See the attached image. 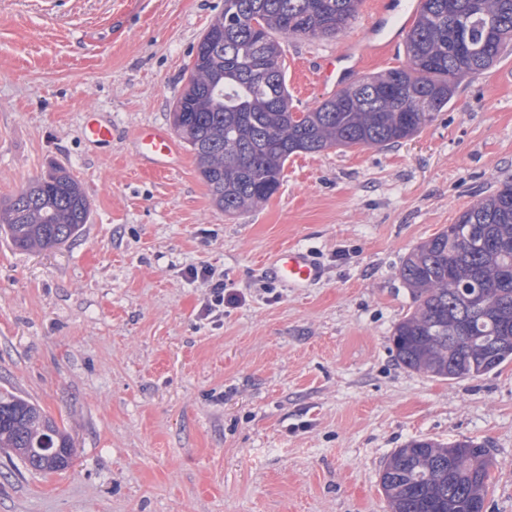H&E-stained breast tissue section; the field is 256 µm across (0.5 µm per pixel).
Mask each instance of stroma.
Returning <instances> with one entry per match:
<instances>
[{
  "instance_id": "obj_1",
  "label": "stroma",
  "mask_w": 512,
  "mask_h": 512,
  "mask_svg": "<svg viewBox=\"0 0 512 512\" xmlns=\"http://www.w3.org/2000/svg\"><path fill=\"white\" fill-rule=\"evenodd\" d=\"M406 0H361L327 39H283L296 110L333 95L318 63L390 37ZM224 0H0V202L51 164L90 204L73 240L22 251L0 233V391L72 437L66 470L0 452V512H389L386 459L414 439L487 443V512H512V362L475 380L400 365L405 257L512 180V46L463 79L412 139L298 153L267 205L224 214L183 150L135 155L171 127L199 39ZM112 123L105 144L80 136ZM309 249L292 289L274 251ZM221 273L236 302L203 319ZM115 129L111 123L102 122L89 116L82 129L83 137L90 143H102L112 140ZM136 140L137 152L146 161L166 163L180 155L178 140L163 127H143L138 131ZM276 278L289 288H307L321 275L309 250L288 247L277 250L270 259ZM190 281L201 279L209 284L210 297L204 302L202 312L205 317L224 314V279L220 274L209 267H202L200 270L191 268L187 271Z\"/></svg>"
}]
</instances>
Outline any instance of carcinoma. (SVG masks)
I'll return each mask as SVG.
<instances>
[{
    "mask_svg": "<svg viewBox=\"0 0 512 512\" xmlns=\"http://www.w3.org/2000/svg\"><path fill=\"white\" fill-rule=\"evenodd\" d=\"M359 0H224L208 26L224 45L201 43L174 113L216 206L228 214L266 204L288 158L334 146L384 147L414 135L448 106L459 83L490 69L512 44V0H420L407 65L339 90L309 111L285 109L279 37L336 35ZM258 22L256 30L252 22ZM90 206L58 166L0 204V231L20 250L51 249L79 235ZM400 276L413 310L392 342L406 368L442 380L473 379L512 361V181L414 248ZM72 441L33 402L0 392V449L49 472ZM492 462L472 439H415L394 450L380 478L390 512H485Z\"/></svg>",
    "mask_w": 512,
    "mask_h": 512,
    "instance_id": "obj_1",
    "label": "carcinoma"
}]
</instances>
